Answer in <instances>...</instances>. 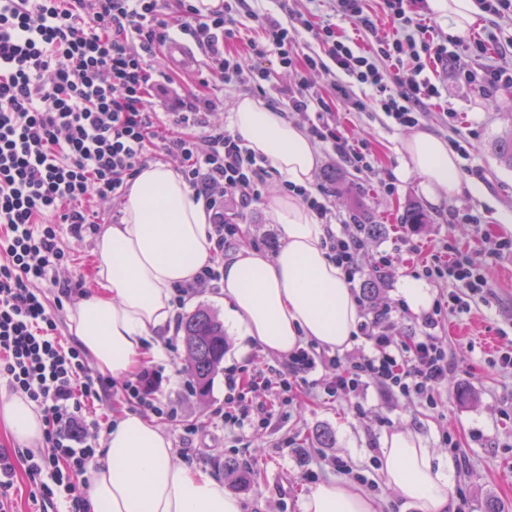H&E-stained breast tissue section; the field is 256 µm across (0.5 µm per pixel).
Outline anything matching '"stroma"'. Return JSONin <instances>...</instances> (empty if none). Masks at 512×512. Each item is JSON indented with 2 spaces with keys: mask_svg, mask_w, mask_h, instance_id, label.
Listing matches in <instances>:
<instances>
[{
  "mask_svg": "<svg viewBox=\"0 0 512 512\" xmlns=\"http://www.w3.org/2000/svg\"><path fill=\"white\" fill-rule=\"evenodd\" d=\"M425 72L441 96L425 103L418 129L447 141L459 132L472 138L470 159L458 162L462 192L451 199H428L420 177L407 171L409 159L401 146L406 128L393 124L383 112H358L339 101L334 102L329 121L368 143L374 169L357 172L321 142L312 185L325 190L340 218L349 221L360 215L387 227L383 235L365 238L358 252L360 272L352 288L361 313H368L374 303L401 306L400 280L421 276L423 262L445 253L449 245L478 263L486 292L470 297L467 310L445 313L435 330L451 362L440 389L442 409L435 412L386 395L371 384L359 399L363 411L358 414L351 403L305 389L269 428H222L211 422L213 409L224 401L222 370L213 375L203 397L171 384L167 398L177 407L178 419L163 420L162 425L174 446H181L184 426L197 429L194 453L179 456V463L209 470L219 480L228 459L249 462L258 471L257 480L235 492L243 512H301L302 495L321 482L340 479L333 464L337 457L363 478L362 488L376 497L380 512H414L384 486L375 462L384 436L402 429L417 433L426 447L441 454L447 452L446 439L458 442L457 452L451 454L456 475L448 512H512V367L498 361L500 348L512 344V253L489 254L494 241L506 237V224H512V168L500 163L494 149L496 138L512 129V89L486 93L480 86L460 83L452 65L434 59L427 61ZM388 183L393 192L385 191ZM413 207L427 215V223H404L407 209ZM468 212L481 215V234H474L471 225L456 223V216ZM227 219L241 226L238 245L256 244L273 254L283 243L268 200L242 212L228 209ZM96 245L93 236L62 239L71 261L58 277L80 282L73 299L84 297L94 286ZM382 254L390 263L370 298L364 285ZM320 429L331 432V444L315 441Z\"/></svg>",
  "mask_w": 512,
  "mask_h": 512,
  "instance_id": "obj_1",
  "label": "stroma"
}]
</instances>
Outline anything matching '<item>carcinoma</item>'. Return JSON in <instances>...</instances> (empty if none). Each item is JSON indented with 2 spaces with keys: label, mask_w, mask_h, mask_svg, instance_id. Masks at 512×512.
<instances>
[{
  "label": "carcinoma",
  "mask_w": 512,
  "mask_h": 512,
  "mask_svg": "<svg viewBox=\"0 0 512 512\" xmlns=\"http://www.w3.org/2000/svg\"><path fill=\"white\" fill-rule=\"evenodd\" d=\"M497 155L502 163L512 167V133L498 140ZM182 330L187 352L184 370L191 378L195 392L204 396L212 375L224 359V323L209 311L200 309L186 317ZM224 469L238 475L239 481L244 484L247 477L254 475L247 464L236 459L224 462Z\"/></svg>",
  "instance_id": "carcinoma-1"
}]
</instances>
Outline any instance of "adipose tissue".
<instances>
[{"mask_svg":"<svg viewBox=\"0 0 512 512\" xmlns=\"http://www.w3.org/2000/svg\"><path fill=\"white\" fill-rule=\"evenodd\" d=\"M230 123L265 167L288 183L308 186L318 151L299 124L279 109L244 97ZM401 145L430 199L461 190L458 158L447 141L424 130ZM272 214L284 243L270 255L249 246L215 260L212 226L203 200L172 165L143 166L130 182L122 223L106 225L97 242L96 287L70 309L71 336L96 370L131 379L162 352L175 317V285L193 283L206 265L223 274L224 321L243 342L285 357L313 342L349 347L361 320L359 305L325 247L326 227L295 195H277ZM15 439L41 442L42 413L26 396L0 406ZM104 451L86 466L92 512H242L208 472L176 460L173 442L155 419L124 412L104 435ZM454 463L399 430L384 437L380 475L416 512H447ZM302 512H378L375 499L345 481L317 484L302 498Z\"/></svg>","mask_w":512,"mask_h":512,"instance_id":"ef3b65f1","label":"adipose tissue"}]
</instances>
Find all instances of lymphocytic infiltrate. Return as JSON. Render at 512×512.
<instances>
[{
	"label": "lymphocytic infiltrate",
	"instance_id": "1",
	"mask_svg": "<svg viewBox=\"0 0 512 512\" xmlns=\"http://www.w3.org/2000/svg\"><path fill=\"white\" fill-rule=\"evenodd\" d=\"M407 2L383 0L393 26L405 33L400 39L381 33L365 0H336L337 15L350 20L366 40L358 53L335 25L313 24L295 9H286L280 19L254 17L264 40L250 43V50L260 58L274 54L281 67L296 73L294 85L282 90L288 108L319 114L309 127L311 135L363 172L372 169L371 151L324 120L329 105L312 89L313 72L335 66L349 78L334 83L337 98L361 112L380 109L402 126L416 125L419 108L439 93L423 77L420 56L453 59L464 79L479 80L486 88H512V71L472 70L469 57L485 54V41L468 35L434 41ZM242 7L243 0H224L205 15L193 0H179L174 26L205 51L210 74L200 79L198 94L173 99L162 114L152 100L167 96L175 79L149 65L170 39L172 25L161 0H0V380L43 413L44 445L23 454L29 497L38 512H51L60 500L68 512H89L83 474L94 449L83 437L87 403L110 393L155 415L177 416L166 398V365L145 367L131 380L106 379L89 370L80 347L65 342L59 312L74 285L58 279L56 270L68 260L63 236L95 234L93 203L123 198L156 143L180 158L185 180L203 197L214 254H223L239 236V225L224 216L226 203L245 209L261 200L267 170L237 133L212 122L219 100L209 77L260 92L272 80L266 68L243 70L233 49L242 40ZM304 30L320 51H301ZM353 82L370 87L372 98H352ZM328 245L347 279L355 280L360 271L357 228L342 224L329 232ZM423 274L448 275L458 288L423 315L420 335L392 336L394 309L386 306L359 324L368 346L349 355L329 358L311 343L278 366L226 367L224 402L214 409V418L242 427L252 424L259 409L268 425L277 409L257 400L258 391L285 394L307 387L349 400L360 397L371 382L438 408L437 393L450 361L434 331L444 311L466 307L467 297L483 293L486 283L453 246L424 266ZM325 363L335 367L334 380L316 378Z\"/></svg>",
	"mask_w": 512,
	"mask_h": 512
}]
</instances>
